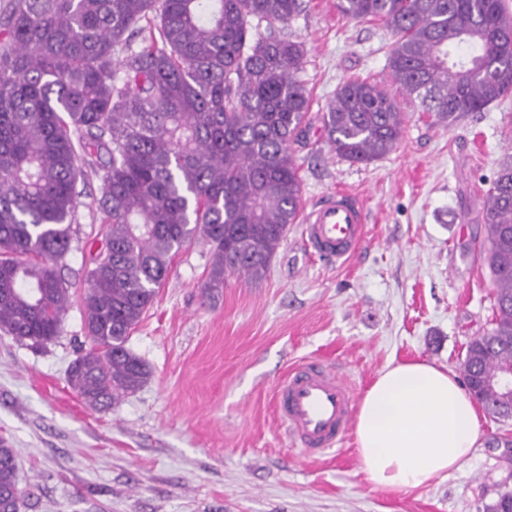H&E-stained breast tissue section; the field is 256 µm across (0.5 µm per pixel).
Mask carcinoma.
<instances>
[{
    "mask_svg": "<svg viewBox=\"0 0 512 512\" xmlns=\"http://www.w3.org/2000/svg\"><path fill=\"white\" fill-rule=\"evenodd\" d=\"M396 37L392 83L453 125L512 95L505 0H338ZM302 0H13L0 14V331L55 340L69 300L57 270L70 250L82 165L102 172L106 252L87 271L91 346L71 387L108 407L147 380L127 346L175 254L211 246L204 293L224 277L262 280L296 222L310 98L302 43L282 29ZM337 156L369 164L403 137L382 82L348 79L319 116ZM483 263L496 287L487 334L467 347L471 395L512 366V163L482 206ZM15 452L0 445V508L19 512Z\"/></svg>",
    "mask_w": 512,
    "mask_h": 512,
    "instance_id": "obj_1",
    "label": "carcinoma"
}]
</instances>
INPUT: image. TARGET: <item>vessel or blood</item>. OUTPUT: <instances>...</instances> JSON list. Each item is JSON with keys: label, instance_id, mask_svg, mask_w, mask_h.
<instances>
[{"label": "vessel or blood", "instance_id": "vessel-or-blood-1", "mask_svg": "<svg viewBox=\"0 0 512 512\" xmlns=\"http://www.w3.org/2000/svg\"><path fill=\"white\" fill-rule=\"evenodd\" d=\"M364 208L349 192L330 194L303 220V235L321 257L347 261L365 235ZM278 426L307 455H326L348 437L356 408L353 385L330 366L306 360L276 390Z\"/></svg>", "mask_w": 512, "mask_h": 512}]
</instances>
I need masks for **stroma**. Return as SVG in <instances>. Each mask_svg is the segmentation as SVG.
Returning a JSON list of instances; mask_svg holds the SVG:
<instances>
[{"instance_id":"35a3bbf8","label":"stroma","mask_w":512,"mask_h":512,"mask_svg":"<svg viewBox=\"0 0 512 512\" xmlns=\"http://www.w3.org/2000/svg\"><path fill=\"white\" fill-rule=\"evenodd\" d=\"M336 3L304 0L285 28L304 45L314 115L344 81L388 77L391 31ZM397 99L405 131L384 158L337 157L316 123L294 152L302 211L337 189L364 205L365 238L350 260L320 259L292 224L264 280L230 275L205 299L212 252L186 244L129 337L150 376L106 409L66 377L89 345L86 271L106 231L100 173L84 166L60 336L35 345L0 333V442L18 457L20 512H489L512 489V419L484 411L470 459L412 490L372 486L355 438L307 457L278 429L277 384L300 361H324L360 395L391 364L460 373L469 342L491 326L482 197L512 161V96L451 127L417 99Z\"/></svg>"}]
</instances>
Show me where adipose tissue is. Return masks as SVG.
Segmentation results:
<instances>
[{
    "label": "adipose tissue",
    "instance_id": "ef3b65f1",
    "mask_svg": "<svg viewBox=\"0 0 512 512\" xmlns=\"http://www.w3.org/2000/svg\"><path fill=\"white\" fill-rule=\"evenodd\" d=\"M355 434L372 485L415 489L459 468L472 454L479 419L454 374L413 361L388 366L365 391Z\"/></svg>",
    "mask_w": 512,
    "mask_h": 512
}]
</instances>
